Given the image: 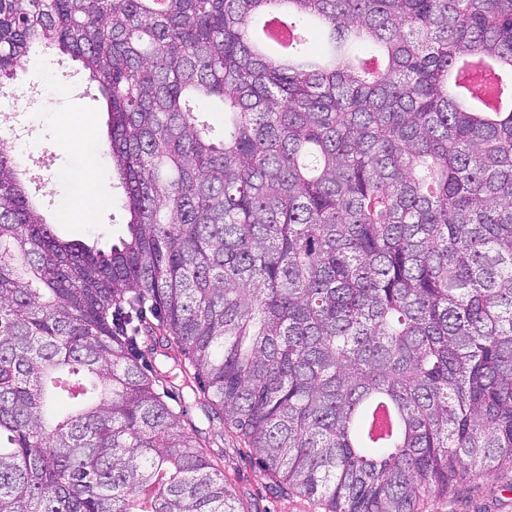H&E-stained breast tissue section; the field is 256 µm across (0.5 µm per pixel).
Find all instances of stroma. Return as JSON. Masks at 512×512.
I'll use <instances>...</instances> for the list:
<instances>
[{
	"instance_id": "obj_1",
	"label": "stroma",
	"mask_w": 512,
	"mask_h": 512,
	"mask_svg": "<svg viewBox=\"0 0 512 512\" xmlns=\"http://www.w3.org/2000/svg\"><path fill=\"white\" fill-rule=\"evenodd\" d=\"M52 59V77L43 80L30 68L18 70L10 88L21 100L16 120L26 126L29 160L22 166L23 182L52 231L67 240L105 248L126 232L122 209V191L112 177V160L108 150V116L97 85L90 81L80 62L56 53ZM53 110H46L45 101ZM74 116L90 129L87 147L73 149L66 141L62 120ZM103 179L95 195L94 221L78 224L69 213L92 173ZM184 355L177 347L144 350L147 367L169 372L173 380L168 387L170 404L183 412L185 421L195 424L214 455L224 458V474L245 512H319L313 502L276 488L264 475L251 448L231 437L225 423L209 421L204 410L184 388L178 377V365ZM423 512H512V469L494 468L455 493L428 499Z\"/></svg>"
}]
</instances>
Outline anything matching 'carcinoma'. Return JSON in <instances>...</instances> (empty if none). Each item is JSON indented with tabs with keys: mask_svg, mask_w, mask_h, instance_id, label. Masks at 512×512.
I'll return each mask as SVG.
<instances>
[{
	"mask_svg": "<svg viewBox=\"0 0 512 512\" xmlns=\"http://www.w3.org/2000/svg\"><path fill=\"white\" fill-rule=\"evenodd\" d=\"M36 49L106 99L127 236L59 239L0 144V512H240L148 342L325 512L512 463V110L448 84L512 97V0H0L1 86ZM476 92L486 103L489 112H502L506 104L494 93V80L490 75L480 73L475 75Z\"/></svg>",
	"mask_w": 512,
	"mask_h": 512,
	"instance_id": "obj_1",
	"label": "carcinoma"
}]
</instances>
